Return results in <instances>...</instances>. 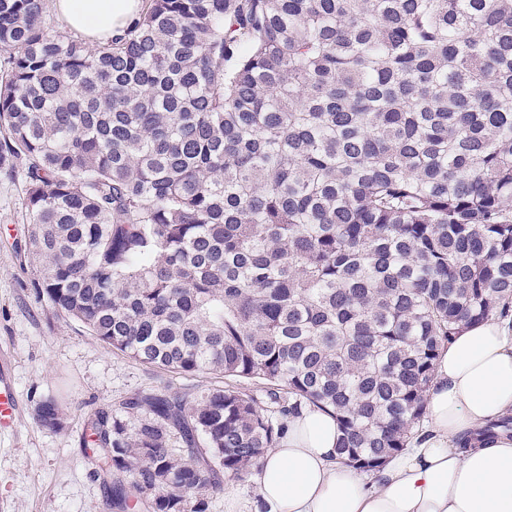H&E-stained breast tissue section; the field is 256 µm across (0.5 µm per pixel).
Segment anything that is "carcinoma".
<instances>
[{"instance_id": "carcinoma-1", "label": "carcinoma", "mask_w": 512, "mask_h": 512, "mask_svg": "<svg viewBox=\"0 0 512 512\" xmlns=\"http://www.w3.org/2000/svg\"><path fill=\"white\" fill-rule=\"evenodd\" d=\"M45 16L0 0L39 298L143 364L268 385L95 412L111 506L205 512L305 407L363 470L406 448L439 351L512 322V0H148L97 47Z\"/></svg>"}]
</instances>
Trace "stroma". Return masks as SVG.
Listing matches in <instances>:
<instances>
[{"label": "stroma", "instance_id": "obj_1", "mask_svg": "<svg viewBox=\"0 0 512 512\" xmlns=\"http://www.w3.org/2000/svg\"><path fill=\"white\" fill-rule=\"evenodd\" d=\"M22 172L0 175V350L8 352L22 414L0 433V512H112L83 445L87 420L135 393L170 388L236 387L262 394L260 381L202 374L187 377L112 350L81 324L40 302L33 264L20 254L28 234ZM56 399L67 420L56 431L35 420L36 406ZM207 512H259L256 477L228 479L209 495Z\"/></svg>", "mask_w": 512, "mask_h": 512}]
</instances>
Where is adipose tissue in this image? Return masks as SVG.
Returning a JSON list of instances; mask_svg holds the SVG:
<instances>
[{"mask_svg":"<svg viewBox=\"0 0 512 512\" xmlns=\"http://www.w3.org/2000/svg\"><path fill=\"white\" fill-rule=\"evenodd\" d=\"M66 24L93 41L123 34L141 0H56ZM430 434L360 473L336 458L335 418L307 407L260 462L264 512H512V436L484 441L487 421L512 415V334L464 328L435 362L426 395ZM472 433L470 447L457 440Z\"/></svg>","mask_w":512,"mask_h":512,"instance_id":"obj_1","label":"adipose tissue"}]
</instances>
